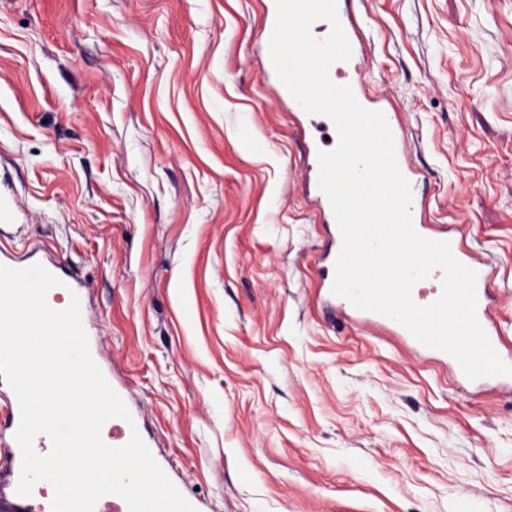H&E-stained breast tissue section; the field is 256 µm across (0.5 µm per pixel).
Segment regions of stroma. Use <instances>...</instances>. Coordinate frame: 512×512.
<instances>
[{"label": "stroma", "mask_w": 512, "mask_h": 512, "mask_svg": "<svg viewBox=\"0 0 512 512\" xmlns=\"http://www.w3.org/2000/svg\"><path fill=\"white\" fill-rule=\"evenodd\" d=\"M271 0H0V258L86 333L205 512H512V389L327 309ZM429 227L491 262L512 356V0H353ZM0 264L8 266V267H11V268H15V269L26 268V267L31 266L33 264H40V265H42L50 273L54 274L55 276L60 278L65 283V286H56V287H53V288H60V289L65 290L69 294L70 301H71V292H74V293H76L78 295V297L80 299V303H81L82 324H84V316H85V309H86V305H85V301H86L85 288H83V286H81V285H79V286L78 285H74L73 283H70L69 281L63 279L60 276L59 271H58V266L55 263L46 264V263H41V262H31V263H28V264H19L16 261L10 259V261L1 260Z\"/></svg>", "instance_id": "35a3bbf8"}]
</instances>
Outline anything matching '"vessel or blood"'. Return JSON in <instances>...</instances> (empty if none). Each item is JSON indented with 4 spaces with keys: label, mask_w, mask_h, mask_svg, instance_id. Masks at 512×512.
<instances>
[{
    "label": "vessel or blood",
    "mask_w": 512,
    "mask_h": 512,
    "mask_svg": "<svg viewBox=\"0 0 512 512\" xmlns=\"http://www.w3.org/2000/svg\"><path fill=\"white\" fill-rule=\"evenodd\" d=\"M340 22L348 37L352 47V56L349 61L341 63L340 66L331 68V78L344 80L345 84L351 88L357 89L360 85L361 76L359 72L360 64L365 58V45L362 36V28L359 25L356 16L350 13H343ZM357 101L365 108L370 110L379 109L384 113L392 132H399L401 126L397 119V113L392 104H378L376 100L359 93L356 96ZM412 221L416 231L432 240L448 241L453 255L464 265L473 269L477 273V319L481 326L486 329V334L493 347H500L502 340L497 329L491 328L490 321V303L492 301V288L495 283L494 269L490 263L474 259L461 246V241L457 235L455 226H448L441 230H432L426 228L424 217L421 212H413ZM428 286L414 285L412 289V298L414 302L421 306H426L436 301L442 292V272L434 270L428 278ZM131 436V429L128 423L122 419L114 418L107 421L102 428V438L104 442L113 447H119L126 444ZM22 454L16 440H8L0 446V486L7 489L8 505L12 512H33L34 505L31 497H22L17 493V486L21 476Z\"/></svg>",
    "instance_id": "vessel-or-blood-1"
}]
</instances>
